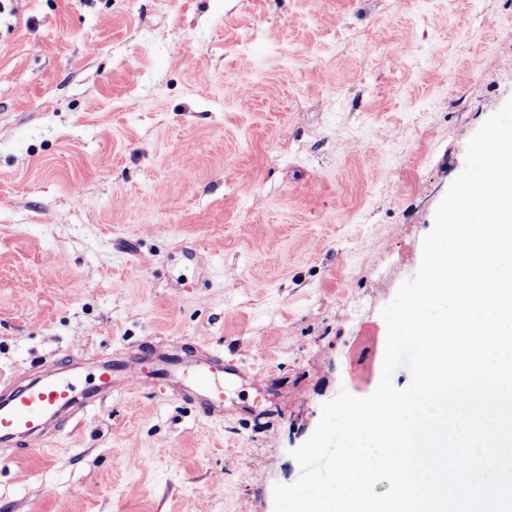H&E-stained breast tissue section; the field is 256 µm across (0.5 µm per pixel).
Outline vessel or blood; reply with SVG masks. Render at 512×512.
<instances>
[{"label":"vessel or blood","mask_w":512,"mask_h":512,"mask_svg":"<svg viewBox=\"0 0 512 512\" xmlns=\"http://www.w3.org/2000/svg\"><path fill=\"white\" fill-rule=\"evenodd\" d=\"M245 374L235 361L206 351L192 361L168 358L151 342L140 344L129 360L97 364L90 372L34 381L0 399V442L13 447L42 445L48 422L70 408L87 409L113 392L141 389L145 382L170 384L194 400L208 417L223 416L226 390Z\"/></svg>","instance_id":"1"}]
</instances>
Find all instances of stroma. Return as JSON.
<instances>
[{
    "label": "stroma",
    "instance_id": "35a3bbf8",
    "mask_svg": "<svg viewBox=\"0 0 512 512\" xmlns=\"http://www.w3.org/2000/svg\"><path fill=\"white\" fill-rule=\"evenodd\" d=\"M512 0H0V374L150 340L251 371L0 447V512H274L340 391L378 387ZM250 92L238 93L241 78Z\"/></svg>",
    "mask_w": 512,
    "mask_h": 512
}]
</instances>
